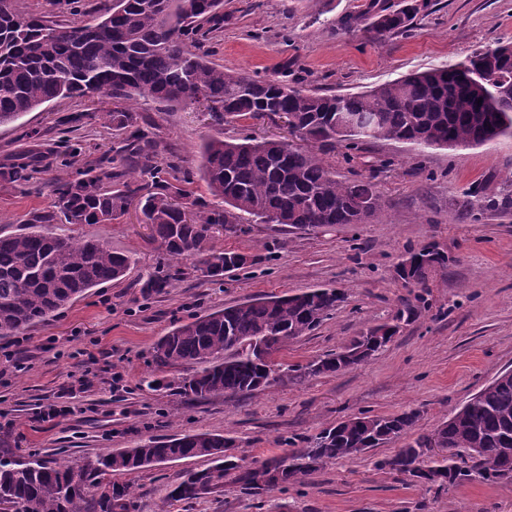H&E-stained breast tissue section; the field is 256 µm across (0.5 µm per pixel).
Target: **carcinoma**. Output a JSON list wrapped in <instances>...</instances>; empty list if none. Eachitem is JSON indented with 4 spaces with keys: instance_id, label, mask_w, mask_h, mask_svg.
Masks as SVG:
<instances>
[{
    "instance_id": "cac0c4a2",
    "label": "carcinoma",
    "mask_w": 512,
    "mask_h": 512,
    "mask_svg": "<svg viewBox=\"0 0 512 512\" xmlns=\"http://www.w3.org/2000/svg\"><path fill=\"white\" fill-rule=\"evenodd\" d=\"M414 2L407 0L405 8L391 11L373 0L349 23L373 17L372 29L379 35L406 32L419 13ZM221 4L112 0L87 23L70 27L23 13L14 0H0V125L54 100L96 92L118 100L150 98L170 108L205 104L218 125L248 116L286 114L295 119L294 134L310 146L290 143L285 152L281 140L203 138V178L211 193L224 199V209L188 217L179 203L186 193L176 184L142 202L153 240L171 259L189 262L204 277L221 278L250 260L210 245L218 225L232 230L247 220L310 230L355 224L362 206L370 217L382 212V198L370 184L339 181L326 164L324 152L338 142L348 150L371 139L450 149L512 136L511 43L355 95L309 93L277 79L226 71L192 50L201 25L217 16ZM47 29L63 35L51 37ZM345 117L360 123L347 126ZM112 123L127 130V146L138 168L156 169L137 117L116 110ZM109 165L105 157L97 171L58 179L52 206L65 223L101 224L124 212L137 190L127 182L121 189L103 185L114 178ZM417 254L428 262L399 266L398 274L408 285L425 283L431 269L448 263V256L434 247ZM130 266L129 256L99 239L60 235L45 224H34L26 233L0 234V338L47 320L90 288L124 279ZM344 300L345 293L337 288H316L226 306L160 338L154 359L160 368H192L177 386L191 399L247 396L284 380L303 385L364 362L391 342L398 325L377 326L345 348L277 370L262 361L252 344L281 353ZM418 421L414 410L348 418L302 439L288 453L285 469L281 457L246 463L226 456L230 439L209 432L149 437L78 467L2 455L0 512H131L130 487L106 482L104 476L194 457H206L212 465L186 474L170 491L172 499L218 493L226 481L259 495L302 483L336 459L397 439ZM379 467L414 484L446 490L472 481L512 484V373L500 375L433 431L379 461Z\"/></svg>"
}]
</instances>
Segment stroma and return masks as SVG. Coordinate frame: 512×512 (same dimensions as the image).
Returning a JSON list of instances; mask_svg holds the SVG:
<instances>
[{
	"instance_id": "1",
	"label": "stroma",
	"mask_w": 512,
	"mask_h": 512,
	"mask_svg": "<svg viewBox=\"0 0 512 512\" xmlns=\"http://www.w3.org/2000/svg\"><path fill=\"white\" fill-rule=\"evenodd\" d=\"M22 11L70 26L84 24L104 0H17ZM368 0H223L205 23L201 46L211 64L278 78L308 92L358 94L398 77L464 60L512 41V0H427L410 30L378 35L348 25ZM109 97L58 100L0 125V168L37 155L25 180H0V233L27 232L46 216L57 232L106 241L131 256L127 276L86 291L55 316L29 328L25 341L0 339V455H35L79 464L149 436L229 434L232 452L250 460L278 457L292 443L362 414L416 410V433L434 430L481 388L512 371V137L479 146L423 149L371 140L325 159L337 179L373 184L382 213L364 224L282 231L272 224L216 228V248L247 254L245 269L210 280L176 275L137 204L107 224H68L52 206L58 176L97 167H128L127 133L113 126ZM126 111L153 141L157 173H136L140 194L185 180L193 198L213 204L201 178L203 136L275 137L269 118L211 125L201 108L166 109L150 100ZM436 247L448 264L425 287H408L397 265L409 250ZM170 288L145 294L157 270ZM339 288L346 301L280 356L304 364L348 344L362 331L409 311L393 341L352 370L278 384L250 396L191 400L157 372L153 348L176 325L253 297L300 288ZM91 386L70 393V376ZM122 373L113 384L114 373ZM394 441L327 464L302 484L260 495L225 483L192 502L170 499L182 474L204 458L159 464L126 475L133 512H512V484L470 482L445 492L409 483L380 468L402 448Z\"/></svg>"
}]
</instances>
